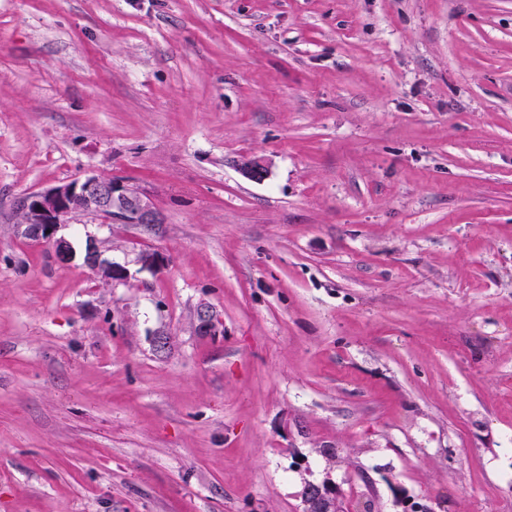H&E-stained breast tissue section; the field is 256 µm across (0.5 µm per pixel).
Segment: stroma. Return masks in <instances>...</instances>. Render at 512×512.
Masks as SVG:
<instances>
[{
  "instance_id": "stroma-1",
  "label": "stroma",
  "mask_w": 512,
  "mask_h": 512,
  "mask_svg": "<svg viewBox=\"0 0 512 512\" xmlns=\"http://www.w3.org/2000/svg\"><path fill=\"white\" fill-rule=\"evenodd\" d=\"M87 173L164 222L63 264L15 202ZM325 480L512 512V0H0V512ZM84 264L98 279L106 282L121 279L124 271L120 266L101 259L100 252L94 244H89L84 257Z\"/></svg>"
}]
</instances>
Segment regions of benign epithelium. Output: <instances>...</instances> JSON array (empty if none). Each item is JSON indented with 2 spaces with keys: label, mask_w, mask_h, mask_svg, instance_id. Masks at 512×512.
Wrapping results in <instances>:
<instances>
[{
  "label": "benign epithelium",
  "mask_w": 512,
  "mask_h": 512,
  "mask_svg": "<svg viewBox=\"0 0 512 512\" xmlns=\"http://www.w3.org/2000/svg\"><path fill=\"white\" fill-rule=\"evenodd\" d=\"M243 174L252 181H262L267 168L258 159L243 163ZM19 223L25 235L48 244L62 262L73 258V247L64 237L56 236L58 226L76 215H95L109 223L141 224L149 227L162 223L155 206L136 189L124 182L87 174L70 182L42 191L26 193L16 201ZM84 264L97 278L110 282L123 277L121 267L101 259L98 248L87 247ZM304 512H344L340 496L332 483H309L302 493Z\"/></svg>",
  "instance_id": "1"
}]
</instances>
